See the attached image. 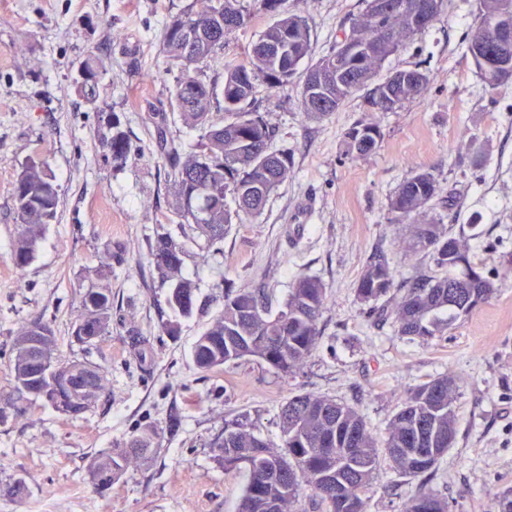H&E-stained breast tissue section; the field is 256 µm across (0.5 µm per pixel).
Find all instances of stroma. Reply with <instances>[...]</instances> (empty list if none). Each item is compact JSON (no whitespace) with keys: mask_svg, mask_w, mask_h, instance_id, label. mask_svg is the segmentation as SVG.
I'll list each match as a JSON object with an SVG mask.
<instances>
[{"mask_svg":"<svg viewBox=\"0 0 512 512\" xmlns=\"http://www.w3.org/2000/svg\"><path fill=\"white\" fill-rule=\"evenodd\" d=\"M188 2L0 0V394L9 389L12 338L36 317L51 322L59 359L88 356L105 380L80 418L39 401L0 424V512H237L247 474H225L211 448L226 420L246 416L279 444L281 403L309 392L356 409L380 444L405 390L450 369L465 379L455 402L458 436L431 486L449 512H487L512 487V270L499 263L512 252V83L485 87L466 54L478 0H448L425 34L384 62V76L415 67L430 75L427 92L396 111H364L354 96L314 121L299 108L300 77L281 92L258 87L253 108L275 126L274 146L288 150L292 172L260 215L243 217L216 244L177 216L171 160L159 146L163 135L184 145L197 137L172 108L179 70L160 46L166 22ZM288 6L308 20L317 59L361 0ZM90 55L102 64L91 96L81 88ZM362 119L382 137L352 161L344 134ZM117 129L132 145L120 167L106 147ZM31 159L49 164L60 205L20 274L9 259L19 224L12 184ZM416 171L437 181L431 217L473 225L470 254L497 291L444 335L409 343L369 317L355 286L380 255L400 280L424 264L408 250V225L387 220L390 198ZM162 232L184 243L182 273L202 303L174 338L161 331L167 288L149 255ZM103 269L112 329L85 354L71 324ZM302 276L321 280L328 299L303 367L286 375L253 357L210 373L195 367L192 346L223 310L225 284L263 290L276 310ZM173 417L181 422L174 436ZM146 428L161 452L131 460L111 489L99 490L87 472L91 456ZM19 479L28 488L22 499L6 492ZM411 491L381 464L366 512H405Z\"/></svg>","mask_w":512,"mask_h":512,"instance_id":"35a3bbf8","label":"stroma"}]
</instances>
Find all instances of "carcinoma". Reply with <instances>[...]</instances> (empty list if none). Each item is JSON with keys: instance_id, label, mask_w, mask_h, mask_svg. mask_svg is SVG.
Returning <instances> with one entry per match:
<instances>
[{"instance_id": "1", "label": "carcinoma", "mask_w": 512, "mask_h": 512, "mask_svg": "<svg viewBox=\"0 0 512 512\" xmlns=\"http://www.w3.org/2000/svg\"><path fill=\"white\" fill-rule=\"evenodd\" d=\"M364 9L329 52L310 64V76L326 61L336 66V90L325 94L303 80L300 110L310 120H321L337 111L355 94L370 111L379 107L393 112L422 95L428 88L426 71L419 68L393 72L375 81L384 61L413 41L424 30L415 26L413 7L426 0H388L391 7L378 12V0H363ZM480 9L467 36V53L486 38L490 22L512 0H479ZM256 13L276 14L277 20L244 49L243 57L223 61L224 113L229 119H212L217 86L205 79L204 67L224 49V35L239 29L238 20ZM192 23L202 32L190 42L173 32L176 22ZM293 31L285 56L273 57L265 47L281 40L283 30ZM164 56L179 66L172 107L184 123L198 131L196 140L183 148L171 143V181L176 213L182 222L206 240L224 239L240 214L257 215L269 197L288 179L292 163L288 152L273 147L276 129L251 109L256 86L276 91L288 85L311 48V28L303 17L288 9V0H192L172 16L161 32ZM101 64L88 56L82 69L87 77L82 89L95 90ZM381 139L380 128L359 122L344 135V154L351 159L371 154ZM112 162L124 165L131 155L130 142L122 131L107 141ZM437 195L434 177L420 172L408 177L391 198L392 222L412 226L410 249L423 253L430 265L396 282L395 271L380 257L370 262L357 281L355 294L368 306L371 316L391 321L396 334L409 341L442 336L456 322L467 318L496 293L493 278L472 262L463 232L454 224L420 221ZM19 228L10 249L13 267L23 272L33 262L48 224L57 218L60 198L49 165L43 160L23 164L13 183ZM235 207H230L227 197ZM185 246L171 235L156 236L150 256L165 284L166 303L172 317L163 323L168 336L178 333V318L198 309L196 284L182 276ZM326 291L316 278L301 277L290 288L281 308L269 310L258 290L224 289V311L197 338L192 360L197 369L210 372L242 357H256L288 374L303 365L315 349L319 320L325 309ZM42 333H37L36 329ZM112 328V291L89 288L81 299V313L72 324V338L91 346ZM43 336L48 358L57 375L80 368L85 373L83 392L73 400L62 392L57 413L77 419L98 402L104 390L100 369L88 360H58L56 337L50 325L38 318L24 323L14 336L9 353L10 390L0 397V424L9 413L21 412L34 403L32 391L50 382L25 343ZM464 378L450 371L407 389L390 420L384 442L385 459L400 476L415 482L405 512H448V501L429 485L439 461L457 439L455 394ZM281 449L273 448L240 418L224 424V434L214 443L215 457L224 474L246 471L248 480L238 512H365L366 495L380 465L377 445L362 415L327 396L300 393L281 405ZM156 433L146 429L122 448L91 457L88 474L101 489L118 481L131 458L149 459L160 452Z\"/></svg>"}]
</instances>
